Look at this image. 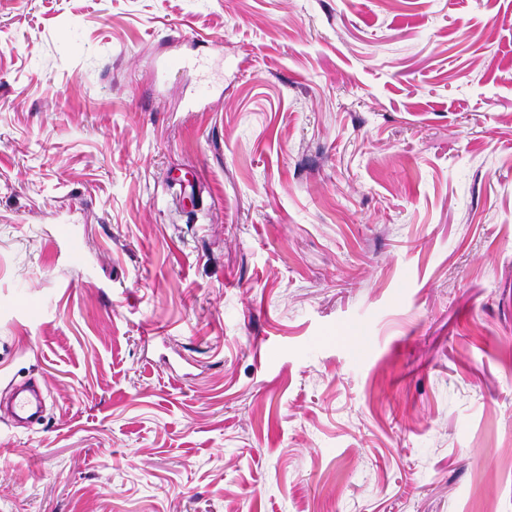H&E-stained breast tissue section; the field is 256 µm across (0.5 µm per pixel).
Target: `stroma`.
Masks as SVG:
<instances>
[{
	"mask_svg": "<svg viewBox=\"0 0 512 512\" xmlns=\"http://www.w3.org/2000/svg\"><path fill=\"white\" fill-rule=\"evenodd\" d=\"M29 379L0 512H512V0H0ZM29 390H19L13 400V413L19 419L33 418L41 412L42 402L36 396L27 394Z\"/></svg>",
	"mask_w": 512,
	"mask_h": 512,
	"instance_id": "35a3bbf8",
	"label": "stroma"
}]
</instances>
